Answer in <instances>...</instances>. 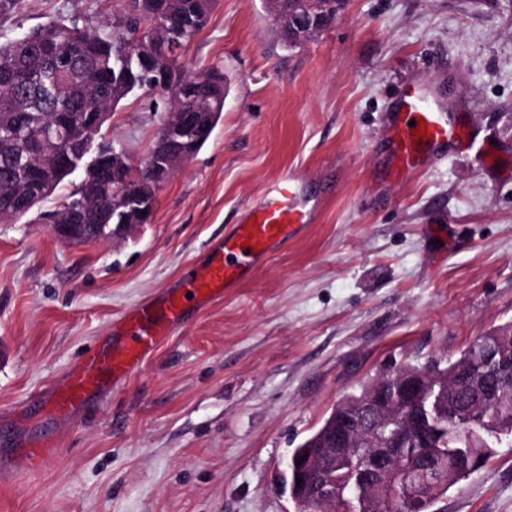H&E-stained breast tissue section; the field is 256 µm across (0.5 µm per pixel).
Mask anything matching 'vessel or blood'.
<instances>
[{
    "label": "vessel or blood",
    "instance_id": "vessel-or-blood-1",
    "mask_svg": "<svg viewBox=\"0 0 512 512\" xmlns=\"http://www.w3.org/2000/svg\"><path fill=\"white\" fill-rule=\"evenodd\" d=\"M417 119L428 130V137L414 135L411 123ZM384 139L389 148L386 185L393 190L433 163L443 148L469 143L471 136L458 130L447 112L412 86L404 91L398 112L386 123ZM309 222L310 211L299 180L282 177L249 209L245 223L210 247L205 263L188 268L174 286L115 318L111 339L86 351L46 392L44 406L70 416L81 411L95 393L124 383L164 342L175 337L190 311L222 301L227 289L250 280ZM56 455V449L44 445L17 452L19 464L30 474L49 467Z\"/></svg>",
    "mask_w": 512,
    "mask_h": 512
}]
</instances>
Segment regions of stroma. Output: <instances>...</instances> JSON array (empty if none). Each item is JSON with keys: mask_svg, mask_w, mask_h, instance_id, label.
Returning <instances> with one entry per match:
<instances>
[{"mask_svg": "<svg viewBox=\"0 0 512 512\" xmlns=\"http://www.w3.org/2000/svg\"><path fill=\"white\" fill-rule=\"evenodd\" d=\"M128 6L20 0L0 42ZM277 30L264 0H217L185 61L223 71L224 112L152 223L56 238L45 215L76 174L0 222V512H296L280 473L343 395L512 322V0H347L298 47ZM412 81L478 146L446 149L384 201L383 121ZM163 109L129 97L102 134L142 161ZM285 175L316 206L300 237L85 411L39 407L115 314L172 286ZM32 442L59 454L30 476L12 451ZM436 508L512 512V436Z\"/></svg>", "mask_w": 512, "mask_h": 512, "instance_id": "1", "label": "stroma"}]
</instances>
